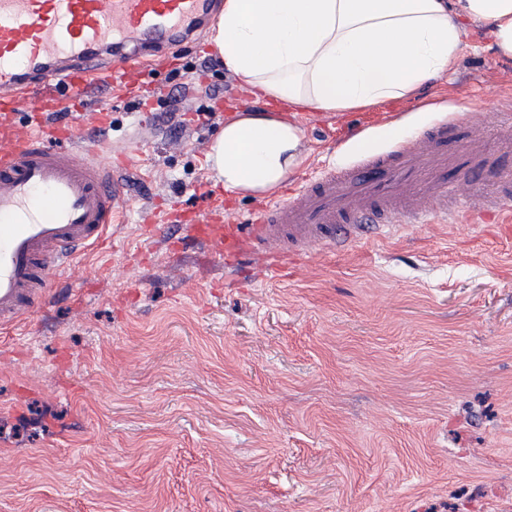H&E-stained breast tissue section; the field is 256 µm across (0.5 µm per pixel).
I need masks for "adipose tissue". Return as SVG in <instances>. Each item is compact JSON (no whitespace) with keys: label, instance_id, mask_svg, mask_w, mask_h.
<instances>
[{"label":"adipose tissue","instance_id":"obj_1","mask_svg":"<svg viewBox=\"0 0 512 512\" xmlns=\"http://www.w3.org/2000/svg\"><path fill=\"white\" fill-rule=\"evenodd\" d=\"M512 57V0H224L209 41L264 98L338 112L411 96L455 64L463 20ZM301 129L279 113L225 124L208 162L231 193H268L295 169Z\"/></svg>","mask_w":512,"mask_h":512}]
</instances>
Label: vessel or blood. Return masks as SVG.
<instances>
[{"label":"vessel or blood","instance_id":"vessel-or-blood-1","mask_svg":"<svg viewBox=\"0 0 512 512\" xmlns=\"http://www.w3.org/2000/svg\"><path fill=\"white\" fill-rule=\"evenodd\" d=\"M219 0H0V325L33 313L50 284L82 249L99 245L128 204L118 165L101 142L82 157L63 148L83 122L52 128L42 112L14 120L22 93L45 88L80 95L90 77L109 85L141 82V55L164 60L171 46L196 39ZM469 119L427 130L357 164L328 167L288 198L255 201L246 219L199 226L195 238L220 237L234 261L253 255H305L335 248L338 228L350 239L366 226L378 237L405 220L431 223L470 212L512 209V177L485 174Z\"/></svg>","mask_w":512,"mask_h":512}]
</instances>
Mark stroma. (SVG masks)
I'll return each mask as SVG.
<instances>
[{
	"label": "stroma",
	"instance_id": "35a3bbf8",
	"mask_svg": "<svg viewBox=\"0 0 512 512\" xmlns=\"http://www.w3.org/2000/svg\"><path fill=\"white\" fill-rule=\"evenodd\" d=\"M465 43L412 97L280 106L304 135L283 190L443 114L511 108L512 58L481 21ZM146 79L83 97L81 139L138 142L127 223L0 329V512H512V216L410 224L281 276L227 263L177 217L217 197L247 218L254 195L207 158L271 104L205 38Z\"/></svg>",
	"mask_w": 512,
	"mask_h": 512
}]
</instances>
